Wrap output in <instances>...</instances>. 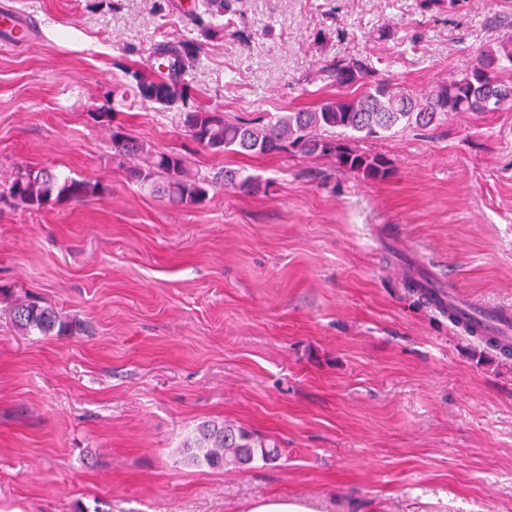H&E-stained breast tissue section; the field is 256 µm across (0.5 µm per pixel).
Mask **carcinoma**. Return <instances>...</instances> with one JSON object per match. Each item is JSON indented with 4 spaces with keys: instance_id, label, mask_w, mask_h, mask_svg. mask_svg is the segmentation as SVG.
I'll return each mask as SVG.
<instances>
[{
    "instance_id": "carcinoma-1",
    "label": "carcinoma",
    "mask_w": 512,
    "mask_h": 512,
    "mask_svg": "<svg viewBox=\"0 0 512 512\" xmlns=\"http://www.w3.org/2000/svg\"><path fill=\"white\" fill-rule=\"evenodd\" d=\"M192 20L213 30V21L224 16V0H201L194 5ZM161 75L148 77L138 69H123L125 85L140 100L164 109L184 104V73L198 56V45L184 41L155 48ZM336 85V96L313 108L275 112L246 119L223 112L193 110L179 113L180 123L197 144L213 152L243 155L290 154L332 156L343 173L383 178L389 172L388 161L380 155L359 150L353 141L382 138L401 126L428 127L450 112H496L512 107V33L479 50L476 65L443 82L424 99L393 87L375 65L365 57H338L325 67ZM360 90L356 96L346 93ZM112 158L124 168L127 179L166 197L181 206L203 203L214 184L207 173L190 172L185 157L174 151L161 152L151 144L129 134L121 126L112 127ZM104 187L98 182L62 177L47 167L22 166L3 189L0 198L9 196L28 209H40L51 202L81 200L98 195ZM448 319L462 330L488 344L479 324L463 322L453 310ZM16 327L43 336L74 332L80 324L61 316L50 306L36 301L15 305ZM187 459L211 468L249 465L256 459L269 461L276 448L246 429L226 422H212L198 428L184 444Z\"/></svg>"
}]
</instances>
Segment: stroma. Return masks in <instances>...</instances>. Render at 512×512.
<instances>
[{
	"label": "stroma",
	"mask_w": 512,
	"mask_h": 512,
	"mask_svg": "<svg viewBox=\"0 0 512 512\" xmlns=\"http://www.w3.org/2000/svg\"><path fill=\"white\" fill-rule=\"evenodd\" d=\"M189 0H0V187L18 165L103 193L39 210L0 199V512H250L274 495L316 512H512V358L408 293L409 271L512 306V109L451 112L358 141L385 178L331 157L215 154L122 69L192 40L187 106L231 116L315 106L325 66L369 58L416 96L470 70L512 0H226L204 34ZM390 29L380 38L378 29ZM112 111L192 169L239 170L173 206L112 158ZM37 299L81 331L29 335ZM209 421L277 445L265 463H188Z\"/></svg>",
	"instance_id": "1"
}]
</instances>
